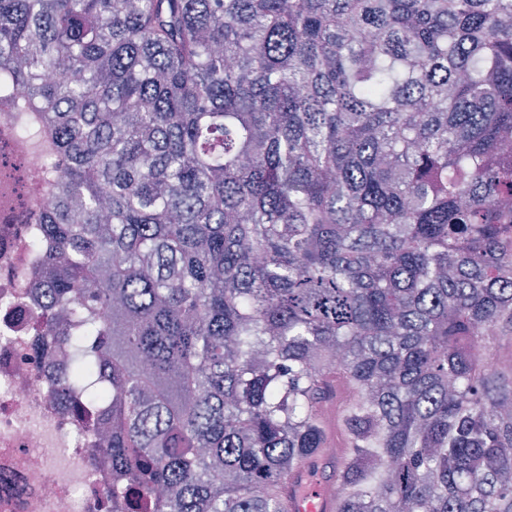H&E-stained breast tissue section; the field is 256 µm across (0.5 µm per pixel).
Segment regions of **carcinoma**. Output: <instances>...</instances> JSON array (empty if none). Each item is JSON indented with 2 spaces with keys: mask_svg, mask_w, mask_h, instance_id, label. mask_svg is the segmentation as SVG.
I'll return each instance as SVG.
<instances>
[{
  "mask_svg": "<svg viewBox=\"0 0 512 512\" xmlns=\"http://www.w3.org/2000/svg\"><path fill=\"white\" fill-rule=\"evenodd\" d=\"M0 111L112 502L512 512V0H0ZM14 152L24 159L25 168L28 167L30 171L31 181L28 184L27 191L30 193L38 192L40 186L36 176L42 170L44 163L42 155L24 143H16L14 145ZM333 464L323 457L314 467L291 479L293 485H298L293 512H335L340 487L336 484L335 491L334 483L326 475L332 473Z\"/></svg>",
  "mask_w": 512,
  "mask_h": 512,
  "instance_id": "carcinoma-1",
  "label": "carcinoma"
}]
</instances>
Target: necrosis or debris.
<instances>
[{"instance_id":"obj_1","label":"necrosis or debris","mask_w":512,"mask_h":512,"mask_svg":"<svg viewBox=\"0 0 512 512\" xmlns=\"http://www.w3.org/2000/svg\"><path fill=\"white\" fill-rule=\"evenodd\" d=\"M31 233L0 230V512H112L106 413L59 384L71 364L36 320L45 273Z\"/></svg>"}]
</instances>
